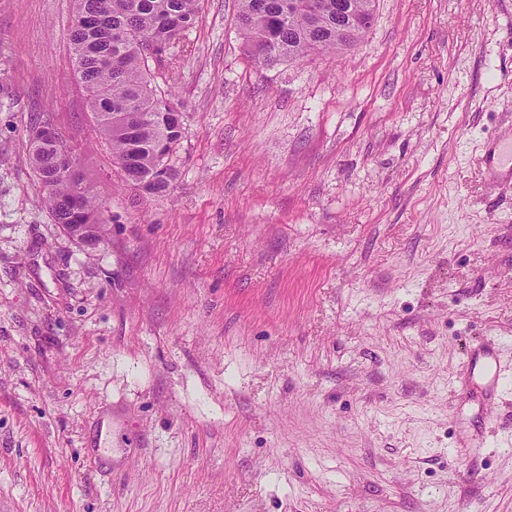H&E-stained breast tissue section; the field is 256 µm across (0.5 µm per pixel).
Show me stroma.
Here are the masks:
<instances>
[{"label":"stroma","mask_w":512,"mask_h":512,"mask_svg":"<svg viewBox=\"0 0 512 512\" xmlns=\"http://www.w3.org/2000/svg\"><path fill=\"white\" fill-rule=\"evenodd\" d=\"M75 0H0V512H512V0H377L354 49L256 67L201 0L152 67L185 135L125 187L70 65ZM50 113L107 208L56 224ZM483 162L493 175L492 184L512 183V135L493 137L486 145ZM469 378L481 391L485 410L491 409L503 381L510 375L511 367L502 358V347L494 342H482L467 362Z\"/></svg>","instance_id":"obj_1"}]
</instances>
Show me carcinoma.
<instances>
[{
    "instance_id": "carcinoma-1",
    "label": "carcinoma",
    "mask_w": 512,
    "mask_h": 512,
    "mask_svg": "<svg viewBox=\"0 0 512 512\" xmlns=\"http://www.w3.org/2000/svg\"><path fill=\"white\" fill-rule=\"evenodd\" d=\"M199 0H76L69 34L72 67L86 91L95 132L110 148L124 182L166 194L177 172L169 163L183 137L176 108L154 82L151 63L196 21ZM376 0H238L237 24L260 67L300 62L358 45L371 27ZM43 115L27 130L28 163L50 179L43 202L55 223L82 242L108 223L102 202L82 177L66 172L75 155L64 136L38 142Z\"/></svg>"
}]
</instances>
